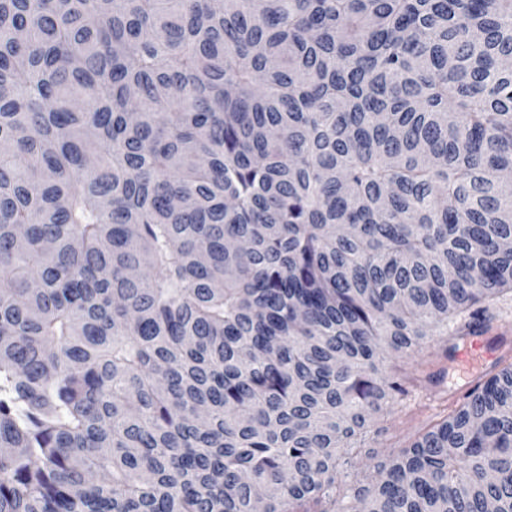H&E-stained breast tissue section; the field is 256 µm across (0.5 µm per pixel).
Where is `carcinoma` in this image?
<instances>
[{
	"label": "carcinoma",
	"instance_id": "obj_1",
	"mask_svg": "<svg viewBox=\"0 0 512 512\" xmlns=\"http://www.w3.org/2000/svg\"><path fill=\"white\" fill-rule=\"evenodd\" d=\"M506 243L512 0H0V512H512V363L336 500Z\"/></svg>",
	"mask_w": 512,
	"mask_h": 512
}]
</instances>
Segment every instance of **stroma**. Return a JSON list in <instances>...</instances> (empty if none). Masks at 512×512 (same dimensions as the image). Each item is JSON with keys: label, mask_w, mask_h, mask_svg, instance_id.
Here are the masks:
<instances>
[{"label": "stroma", "mask_w": 512, "mask_h": 512, "mask_svg": "<svg viewBox=\"0 0 512 512\" xmlns=\"http://www.w3.org/2000/svg\"><path fill=\"white\" fill-rule=\"evenodd\" d=\"M462 342L459 336L433 335L407 353L384 355L380 375L400 378L406 394L370 420L365 441L352 449L359 474H368L376 463L408 448L463 403L470 389L459 386L451 371Z\"/></svg>", "instance_id": "obj_1"}]
</instances>
